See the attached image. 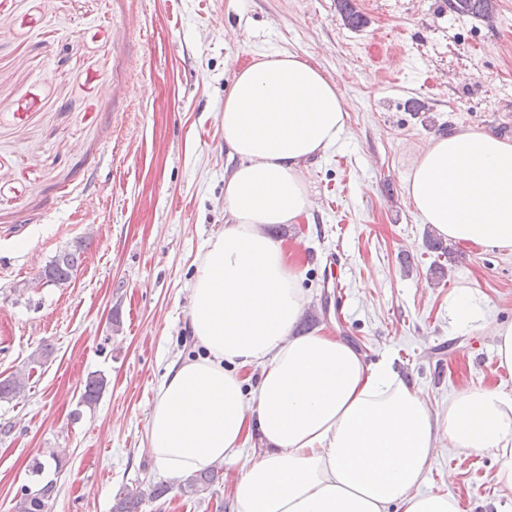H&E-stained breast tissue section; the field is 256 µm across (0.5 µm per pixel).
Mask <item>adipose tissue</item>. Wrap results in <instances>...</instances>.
Segmentation results:
<instances>
[{
    "mask_svg": "<svg viewBox=\"0 0 512 512\" xmlns=\"http://www.w3.org/2000/svg\"><path fill=\"white\" fill-rule=\"evenodd\" d=\"M349 113L335 81L303 56L258 54L236 70L219 114L238 163L224 173V230L190 288L201 351L174 360L147 425V452L173 480L227 461L233 512H459L420 486L437 443L494 453L512 499V393L466 388L434 413L391 363L349 344L297 334L307 298L271 226L310 218L304 173L336 146ZM404 195L421 223L454 241L512 249V140L475 128L432 138ZM261 372L255 383L246 368ZM259 433L261 454L245 453Z\"/></svg>",
    "mask_w": 512,
    "mask_h": 512,
    "instance_id": "1",
    "label": "adipose tissue"
}]
</instances>
